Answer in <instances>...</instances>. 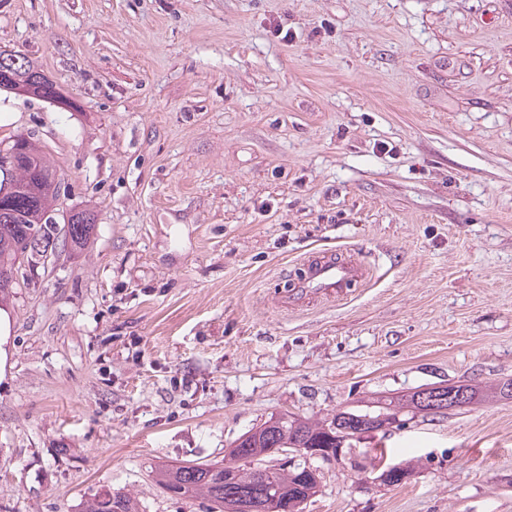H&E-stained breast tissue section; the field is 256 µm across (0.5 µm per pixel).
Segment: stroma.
I'll list each match as a JSON object with an SVG mask.
<instances>
[{"mask_svg":"<svg viewBox=\"0 0 512 512\" xmlns=\"http://www.w3.org/2000/svg\"><path fill=\"white\" fill-rule=\"evenodd\" d=\"M286 30L287 39L276 37ZM0 52L59 91H0L91 240L15 288L0 512H210L154 479L272 414L512 378V0H0ZM370 269L277 299L313 249ZM314 460L303 512H512V400L415 417ZM133 499L125 494L103 490L86 501L81 512H137Z\"/></svg>","mask_w":512,"mask_h":512,"instance_id":"stroma-1","label":"stroma"}]
</instances>
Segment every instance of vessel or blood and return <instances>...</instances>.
Returning <instances> with one entry per match:
<instances>
[{"label":"vessel or blood","instance_id":"1","mask_svg":"<svg viewBox=\"0 0 512 512\" xmlns=\"http://www.w3.org/2000/svg\"><path fill=\"white\" fill-rule=\"evenodd\" d=\"M369 270L344 249L315 250L301 262V274L280 296L283 309H293L319 297H341L364 283Z\"/></svg>","mask_w":512,"mask_h":512}]
</instances>
